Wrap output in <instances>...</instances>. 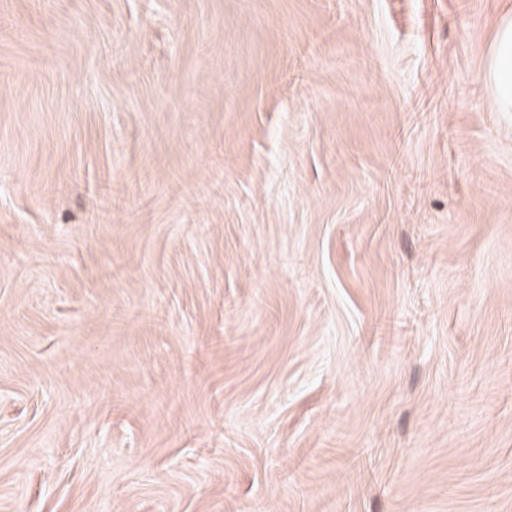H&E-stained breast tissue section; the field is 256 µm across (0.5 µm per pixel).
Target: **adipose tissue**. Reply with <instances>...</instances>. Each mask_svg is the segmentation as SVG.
Returning a JSON list of instances; mask_svg holds the SVG:
<instances>
[{
    "label": "adipose tissue",
    "instance_id": "ef3b65f1",
    "mask_svg": "<svg viewBox=\"0 0 512 512\" xmlns=\"http://www.w3.org/2000/svg\"><path fill=\"white\" fill-rule=\"evenodd\" d=\"M483 82L497 111L512 112V16L501 19L487 57Z\"/></svg>",
    "mask_w": 512,
    "mask_h": 512
}]
</instances>
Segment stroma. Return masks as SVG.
Masks as SVG:
<instances>
[{
	"instance_id": "stroma-1",
	"label": "stroma",
	"mask_w": 512,
	"mask_h": 512,
	"mask_svg": "<svg viewBox=\"0 0 512 512\" xmlns=\"http://www.w3.org/2000/svg\"><path fill=\"white\" fill-rule=\"evenodd\" d=\"M512 0H0V512H512ZM483 82L498 112H512V16L501 19L487 57Z\"/></svg>"
}]
</instances>
